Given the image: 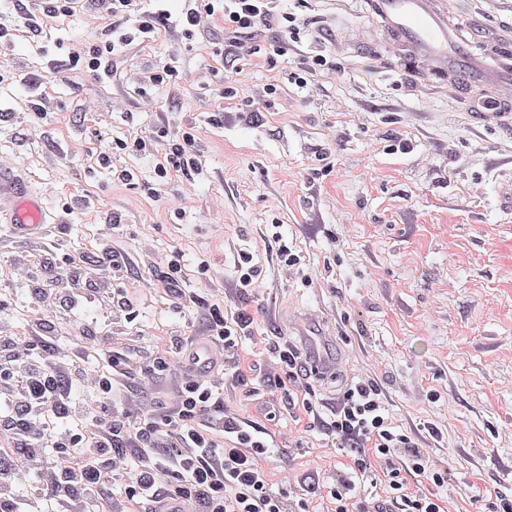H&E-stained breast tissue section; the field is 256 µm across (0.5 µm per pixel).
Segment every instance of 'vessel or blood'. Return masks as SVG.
<instances>
[{
    "label": "vessel or blood",
    "mask_w": 512,
    "mask_h": 512,
    "mask_svg": "<svg viewBox=\"0 0 512 512\" xmlns=\"http://www.w3.org/2000/svg\"><path fill=\"white\" fill-rule=\"evenodd\" d=\"M378 20L382 43L369 30L354 28L358 51H380L388 62L404 64L418 81L447 87L450 99L468 104L482 127L512 124V19H474L463 27L447 0H365ZM41 199L19 168L0 166V223L20 235L45 224ZM191 365L206 374L217 365L208 343L191 352Z\"/></svg>",
    "instance_id": "1"
}]
</instances>
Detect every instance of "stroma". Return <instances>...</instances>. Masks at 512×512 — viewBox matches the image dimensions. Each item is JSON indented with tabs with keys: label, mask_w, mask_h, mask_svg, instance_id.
<instances>
[{
	"label": "stroma",
	"mask_w": 512,
	"mask_h": 512,
	"mask_svg": "<svg viewBox=\"0 0 512 512\" xmlns=\"http://www.w3.org/2000/svg\"><path fill=\"white\" fill-rule=\"evenodd\" d=\"M278 8L308 28L276 63L219 55L224 20L216 16L193 38L166 28L131 46L101 81L70 68L68 55L104 40L116 18L79 2L70 15L48 17L42 0H0V162L29 173L71 258L103 245L95 202L121 215L112 240L127 269L115 287L139 316L116 325L97 312L88 321L107 349L133 355L124 409L168 406L178 376L145 387L140 371L206 328L203 310L178 311L156 285L177 249L184 288L220 290L226 312L254 317L240 374L224 382V407L274 436L272 485L290 471L308 512H333L327 487L347 459L322 430H306L302 401L314 391L328 415L362 378L376 384L394 423L447 464L441 494L450 512H493L497 496L512 497V212L498 198L512 181V134L449 110L447 90L390 77L379 55H354L346 31L377 27L363 0H280ZM22 11L38 30L18 24ZM315 49L338 71L314 73L302 90L289 84ZM151 66L175 67L177 76L144 96ZM270 84L275 107L242 120L247 100ZM227 86L231 96L220 97ZM188 126L198 167L161 182L168 142L155 132ZM140 136L151 141L145 154L112 147ZM104 153L111 166L100 165ZM120 167L135 172L134 184L113 178ZM74 198L82 206L65 212ZM274 224L302 251L312 285L278 261ZM244 251L261 269L247 290L235 286ZM306 308L335 333L340 378L283 385L267 346L300 343L290 320Z\"/></svg>",
	"instance_id": "obj_1"
}]
</instances>
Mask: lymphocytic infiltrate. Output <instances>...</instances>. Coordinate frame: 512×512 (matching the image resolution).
Returning a JSON list of instances; mask_svg holds the SVG:
<instances>
[{"label": "lymphocytic infiltrate", "mask_w": 512, "mask_h": 512, "mask_svg": "<svg viewBox=\"0 0 512 512\" xmlns=\"http://www.w3.org/2000/svg\"><path fill=\"white\" fill-rule=\"evenodd\" d=\"M166 2L153 0L151 10L138 13L133 0H110L108 9L119 25L87 57L70 56L71 66L111 77L114 57L127 46L151 41L172 20L185 35H193L203 17L218 12L224 15L228 54L271 60L284 55L288 42L300 34L296 16L278 12L275 0H193L176 18ZM261 26L278 28L280 38L249 43ZM158 135L170 140L160 177L195 168L198 149L190 131L173 136L162 127ZM63 247L55 233H48L36 242L34 258L22 261L18 277L28 282L31 294L24 308L0 297V435L12 442L0 455V512H88L117 481L131 502L170 496L189 502L195 512H285L288 494L272 492L263 463L267 444L257 433L238 429L237 415L225 413L224 387L212 375L184 373L183 348L155 358L149 368L153 374L181 370L172 409L141 410L120 420L112 406L126 389L128 356L113 351L105 363H96L103 339L86 330L75 333L71 353H57L59 332L51 308L79 319L102 308L120 323L137 317L133 302L112 289L124 264L115 247L100 249L91 261L65 271L57 264ZM182 260L180 252H171L158 277L174 307L205 306L208 340L222 351H239L251 314L241 310L225 316L222 300L205 302L183 289ZM20 315L27 319L22 336L13 326ZM317 426L351 455L347 471L328 490L335 512H351L356 479L368 474L399 512H447L445 498L411 490L417 478L447 487V465L398 429L372 382L351 384Z\"/></svg>", "instance_id": "lymphocytic-infiltrate-1"}]
</instances>
